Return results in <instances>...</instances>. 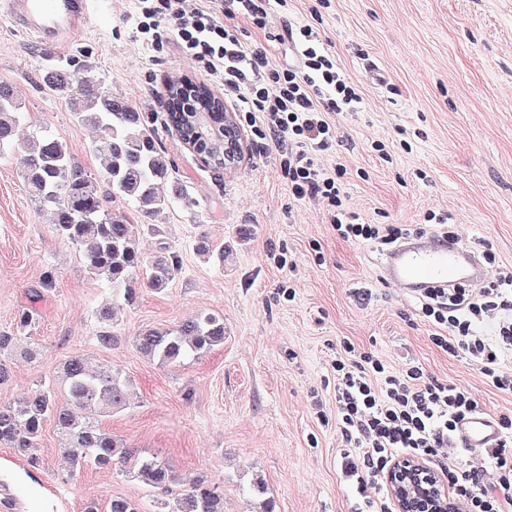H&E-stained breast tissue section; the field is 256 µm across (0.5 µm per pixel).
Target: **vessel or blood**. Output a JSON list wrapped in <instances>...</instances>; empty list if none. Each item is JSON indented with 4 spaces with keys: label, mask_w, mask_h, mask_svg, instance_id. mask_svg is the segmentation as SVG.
I'll return each instance as SVG.
<instances>
[{
    "label": "vessel or blood",
    "mask_w": 512,
    "mask_h": 512,
    "mask_svg": "<svg viewBox=\"0 0 512 512\" xmlns=\"http://www.w3.org/2000/svg\"><path fill=\"white\" fill-rule=\"evenodd\" d=\"M108 0H0V15L48 48L69 42L106 10ZM385 282L409 294L422 288L482 284L487 275L476 249L464 239L439 240L415 236L387 252L380 267ZM495 420L476 413L457 427V441L464 449L491 448L499 440Z\"/></svg>",
    "instance_id": "obj_1"
}]
</instances>
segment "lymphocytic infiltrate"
Returning a JSON list of instances; mask_svg holds the SVG:
<instances>
[{
    "mask_svg": "<svg viewBox=\"0 0 512 512\" xmlns=\"http://www.w3.org/2000/svg\"><path fill=\"white\" fill-rule=\"evenodd\" d=\"M286 0H218L198 7L192 0H136L134 34L154 45L169 40L215 83L225 97L244 112L255 138L286 144L279 161L283 179L300 200L326 201L331 222L341 237L364 241L381 251L391 250L410 229L394 224H363L343 203L342 168L325 169L316 152L326 150L335 130L326 115L354 110L360 101L356 87L321 47L312 25L267 29L272 5ZM241 14L264 33L265 46L248 43L241 32L225 24ZM288 48L294 61L271 64V46ZM419 315L431 325V341L448 354L482 364L498 390L512 392V373L498 368L500 354L512 348V270L500 271L481 288H427L417 296ZM495 318L493 335L477 325ZM338 357L336 421L346 446L341 473L358 499L351 512H394L385 475L393 460L409 454L442 472L462 512H512V415L497 418L501 439L483 449L494 467L492 487L482 484V471L448 458L445 447L455 441L458 423L477 413L471 393L425 375L416 365L394 371L370 354H356L343 344Z\"/></svg>",
    "mask_w": 512,
    "mask_h": 512,
    "instance_id": "1",
    "label": "lymphocytic infiltrate"
}]
</instances>
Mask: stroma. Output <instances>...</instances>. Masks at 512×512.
<instances>
[{
  "label": "stroma",
  "instance_id": "35a3bbf8",
  "mask_svg": "<svg viewBox=\"0 0 512 512\" xmlns=\"http://www.w3.org/2000/svg\"><path fill=\"white\" fill-rule=\"evenodd\" d=\"M134 13V0H112L107 16L53 49L0 17V81L24 103L21 132L49 130L95 178L93 131L43 85L46 64L78 59L142 112L158 111L169 77L202 78L173 43L135 40ZM286 18L313 26L362 97L358 111L328 113L336 140L316 155L322 167L343 166L348 211L365 224L414 228L428 213L445 215L512 267V0H288L269 20L277 27ZM366 58L380 78L363 69ZM155 128L198 205L174 202L146 218L133 202L112 201L141 225L140 251L166 243L181 270L162 290L137 281V300L117 309L107 348L96 336L111 288L90 277L82 247L58 237L29 197L22 152L0 158V331L22 310L38 312L34 357L9 358L10 399L53 382L75 355L111 366L131 399L102 416L103 427L157 453L183 480L208 477L224 492V512H255L257 479L276 512H349L356 492L340 473L333 369L343 342L393 370L412 363L469 389L485 414L512 415V393L495 389L480 364L431 343L415 300L381 280L379 251L339 238L323 204L292 196L276 142L249 146L227 173L203 165L163 123ZM202 237L223 246V263L197 254ZM204 311L223 316L224 343L201 358L163 367L132 344L143 330ZM38 456L33 467L0 445V512H84L90 501L106 512L115 496L157 510L160 492L110 468L88 466L63 481L69 463L54 422L43 426Z\"/></svg>",
  "mask_w": 512,
  "mask_h": 512
}]
</instances>
